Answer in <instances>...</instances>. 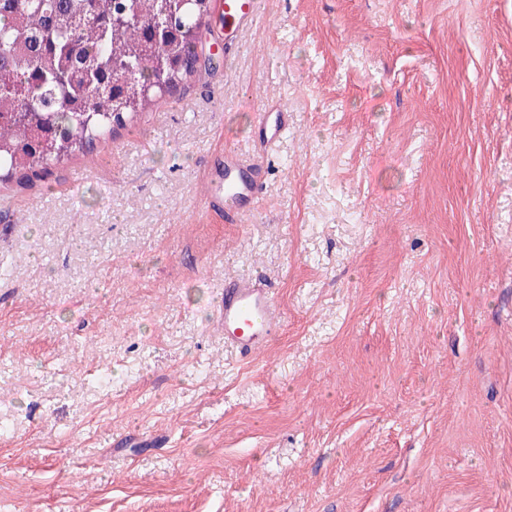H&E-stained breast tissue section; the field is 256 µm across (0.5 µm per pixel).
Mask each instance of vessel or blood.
<instances>
[{
	"label": "vessel or blood",
	"mask_w": 512,
	"mask_h": 512,
	"mask_svg": "<svg viewBox=\"0 0 512 512\" xmlns=\"http://www.w3.org/2000/svg\"><path fill=\"white\" fill-rule=\"evenodd\" d=\"M224 36L232 38L254 27L262 15V0H224ZM289 115L263 109L258 124L262 131L255 157H242L225 148L221 162L205 169L208 206L223 208L226 216L240 218L254 212L262 196V172L272 145L287 131ZM224 343L241 358L253 352L279 328V318L270 288L249 276L225 279L218 302Z\"/></svg>",
	"instance_id": "1"
}]
</instances>
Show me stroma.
Instances as JSON below:
<instances>
[{"instance_id":"1","label":"stroma","mask_w":512,"mask_h":512,"mask_svg":"<svg viewBox=\"0 0 512 512\" xmlns=\"http://www.w3.org/2000/svg\"><path fill=\"white\" fill-rule=\"evenodd\" d=\"M264 197L204 205L256 152ZM0 512H512V0H266L216 68L0 184ZM280 331L225 346L224 280ZM288 112L264 108L259 113L258 124L262 130L257 157L244 158L232 148L225 147L223 162L205 169L209 207H223L224 215L240 218L254 212L262 196L264 172L270 157L271 146L288 130Z\"/></svg>"}]
</instances>
